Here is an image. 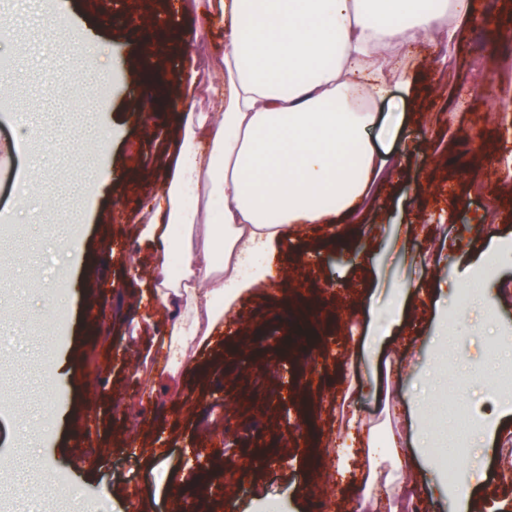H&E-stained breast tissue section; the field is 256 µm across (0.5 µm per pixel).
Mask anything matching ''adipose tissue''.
I'll return each instance as SVG.
<instances>
[{
  "label": "adipose tissue",
  "mask_w": 512,
  "mask_h": 512,
  "mask_svg": "<svg viewBox=\"0 0 512 512\" xmlns=\"http://www.w3.org/2000/svg\"><path fill=\"white\" fill-rule=\"evenodd\" d=\"M206 9L226 25L209 108L193 111L196 80H183V142L139 227L155 245L154 293L175 361L217 336L233 303L266 281L256 251L277 254L294 225L328 224L366 203L389 163L371 140L377 107L393 91L414 93L406 52L452 39L470 16L468 0H206Z\"/></svg>",
  "instance_id": "adipose-tissue-1"
}]
</instances>
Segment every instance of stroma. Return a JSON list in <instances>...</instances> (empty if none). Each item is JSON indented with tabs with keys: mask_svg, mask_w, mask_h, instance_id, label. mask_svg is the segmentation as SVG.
I'll return each instance as SVG.
<instances>
[{
	"mask_svg": "<svg viewBox=\"0 0 512 512\" xmlns=\"http://www.w3.org/2000/svg\"><path fill=\"white\" fill-rule=\"evenodd\" d=\"M191 2L0 0L13 20L0 43V267L15 269L0 281V512H172L179 497L192 512H393L411 480L420 512L512 503L499 380L512 366V294L492 309L458 303L486 270L512 291V262H484L512 242V137L494 119V56L471 68L482 18L512 0H470L447 49L422 42L420 96L377 130L398 176L353 216L297 225L268 258L270 287L243 296L222 347L198 350L174 383L167 316L145 297L154 247L131 227L178 151L175 77L197 71L194 109L209 106L224 33ZM59 10L74 43L54 37ZM159 80L170 101L156 107ZM379 363L397 407L359 391ZM352 410L402 434V448L361 449L343 428ZM462 429L466 445L438 468L434 453ZM256 455L272 466H249ZM227 459L244 491L214 478ZM443 470L460 483L479 471L468 506L429 492Z\"/></svg>",
	"mask_w": 512,
	"mask_h": 512,
	"instance_id": "1",
	"label": "stroma"
}]
</instances>
